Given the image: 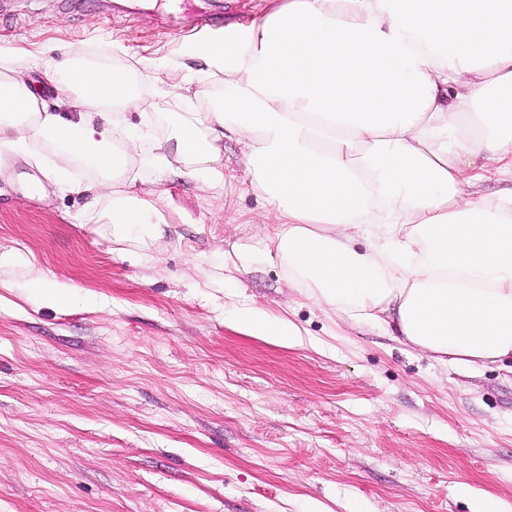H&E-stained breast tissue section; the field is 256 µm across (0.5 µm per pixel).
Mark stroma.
<instances>
[{"mask_svg":"<svg viewBox=\"0 0 512 512\" xmlns=\"http://www.w3.org/2000/svg\"><path fill=\"white\" fill-rule=\"evenodd\" d=\"M0 0L18 56L112 42L198 77L201 46L265 0ZM222 24L181 35L197 13ZM0 153V512H512V370L442 366L288 285L263 256L262 201L182 177L137 189L171 214L148 246L78 221L87 197ZM251 247L245 270L232 266ZM71 288L58 308L34 272ZM255 305L299 344L240 331Z\"/></svg>","mask_w":512,"mask_h":512,"instance_id":"35a3bbf8","label":"stroma"}]
</instances>
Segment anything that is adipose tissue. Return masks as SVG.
<instances>
[{
    "instance_id": "1",
    "label": "adipose tissue",
    "mask_w": 512,
    "mask_h": 512,
    "mask_svg": "<svg viewBox=\"0 0 512 512\" xmlns=\"http://www.w3.org/2000/svg\"><path fill=\"white\" fill-rule=\"evenodd\" d=\"M126 53L0 52V149L35 164L50 150L46 178L89 196L83 223L160 238L164 205L136 189L146 171L252 193L267 257L316 304L443 365L512 360V189L482 191L512 181V0H268L204 47L207 76L224 79L205 113L175 85L130 120L159 75ZM234 319L285 345L302 336L255 306Z\"/></svg>"
}]
</instances>
